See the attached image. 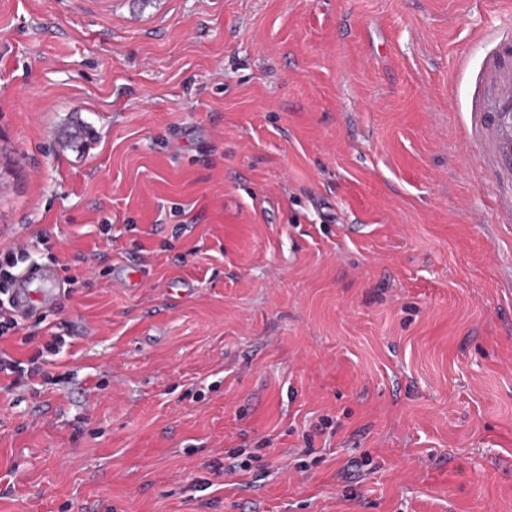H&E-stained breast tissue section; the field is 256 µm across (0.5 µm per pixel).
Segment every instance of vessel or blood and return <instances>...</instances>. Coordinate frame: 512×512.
Segmentation results:
<instances>
[{
    "mask_svg": "<svg viewBox=\"0 0 512 512\" xmlns=\"http://www.w3.org/2000/svg\"><path fill=\"white\" fill-rule=\"evenodd\" d=\"M488 53L476 75L465 133L478 163L495 179V223L512 224V22L481 37ZM20 284H40L53 291L61 285L52 269L34 267Z\"/></svg>",
    "mask_w": 512,
    "mask_h": 512,
    "instance_id": "1",
    "label": "vessel or blood"
}]
</instances>
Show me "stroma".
<instances>
[{"mask_svg":"<svg viewBox=\"0 0 512 512\" xmlns=\"http://www.w3.org/2000/svg\"><path fill=\"white\" fill-rule=\"evenodd\" d=\"M511 11L0 0V251L95 256L6 345L66 340L0 390V512H512V230L457 65Z\"/></svg>","mask_w":512,"mask_h":512,"instance_id":"35a3bbf8","label":"stroma"}]
</instances>
